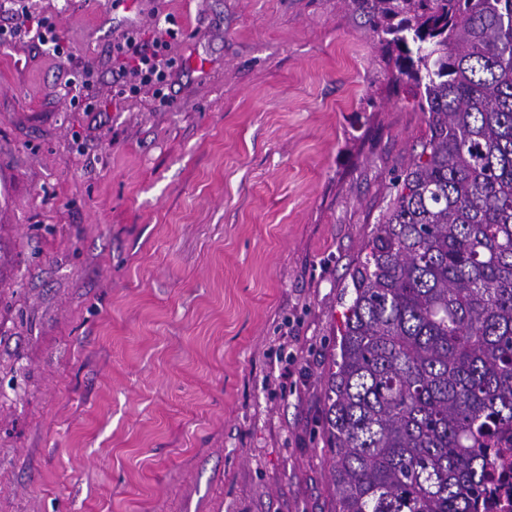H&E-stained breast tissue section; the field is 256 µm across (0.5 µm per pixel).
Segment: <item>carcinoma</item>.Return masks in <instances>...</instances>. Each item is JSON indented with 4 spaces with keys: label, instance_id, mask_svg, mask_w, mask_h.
<instances>
[{
    "label": "carcinoma",
    "instance_id": "carcinoma-1",
    "mask_svg": "<svg viewBox=\"0 0 512 512\" xmlns=\"http://www.w3.org/2000/svg\"><path fill=\"white\" fill-rule=\"evenodd\" d=\"M427 136L352 273L336 512H477L512 434V0H353Z\"/></svg>",
    "mask_w": 512,
    "mask_h": 512
}]
</instances>
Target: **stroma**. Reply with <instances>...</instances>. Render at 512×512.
<instances>
[{
    "label": "stroma",
    "instance_id": "35a3bbf8",
    "mask_svg": "<svg viewBox=\"0 0 512 512\" xmlns=\"http://www.w3.org/2000/svg\"><path fill=\"white\" fill-rule=\"evenodd\" d=\"M0 512H336L343 293L427 132L352 0H0ZM173 23L170 101L112 45ZM97 103L94 112L84 103ZM22 35L40 46H47L53 56L75 62V54L51 17L30 14L14 26L0 27V44L12 43Z\"/></svg>",
    "mask_w": 512,
    "mask_h": 512
}]
</instances>
